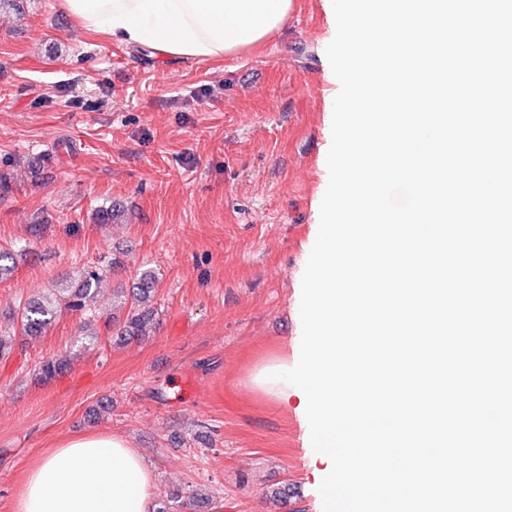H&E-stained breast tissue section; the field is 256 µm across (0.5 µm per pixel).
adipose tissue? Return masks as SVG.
Returning <instances> with one entry per match:
<instances>
[{
	"label": "adipose tissue",
	"instance_id": "obj_1",
	"mask_svg": "<svg viewBox=\"0 0 512 512\" xmlns=\"http://www.w3.org/2000/svg\"><path fill=\"white\" fill-rule=\"evenodd\" d=\"M292 0H63L86 32L212 60L286 25ZM154 476L116 434L74 433L26 471L14 512H154Z\"/></svg>",
	"mask_w": 512,
	"mask_h": 512
}]
</instances>
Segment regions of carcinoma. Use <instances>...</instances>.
<instances>
[{
	"label": "carcinoma",
	"mask_w": 512,
	"mask_h": 512,
	"mask_svg": "<svg viewBox=\"0 0 512 512\" xmlns=\"http://www.w3.org/2000/svg\"><path fill=\"white\" fill-rule=\"evenodd\" d=\"M107 278L103 268H82L72 277L46 293H38L0 313L19 324L21 334L29 339L42 336L65 312H94L99 289ZM157 280L150 272H144L129 289L116 291L129 307L124 320H113L116 336L123 340L142 339L153 324L155 317L154 297ZM69 365L65 356L51 358L39 367L40 378L48 380Z\"/></svg>",
	"instance_id": "carcinoma-1"
}]
</instances>
